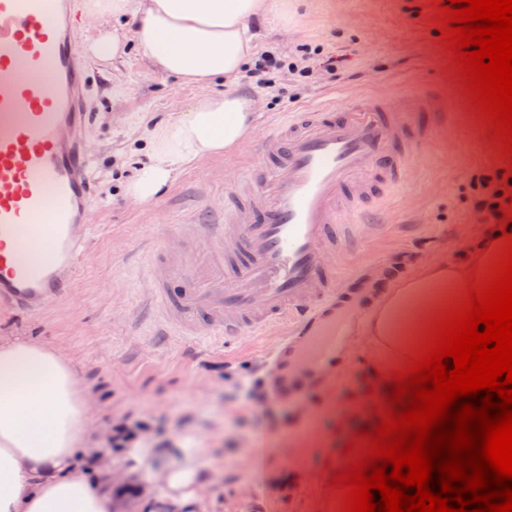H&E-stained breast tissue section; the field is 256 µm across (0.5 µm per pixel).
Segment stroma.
Here are the masks:
<instances>
[{
	"instance_id": "1",
	"label": "stroma",
	"mask_w": 512,
	"mask_h": 512,
	"mask_svg": "<svg viewBox=\"0 0 512 512\" xmlns=\"http://www.w3.org/2000/svg\"><path fill=\"white\" fill-rule=\"evenodd\" d=\"M288 2L287 25L268 14L252 21L258 51L293 58L303 46L317 47L340 59V76L318 69L306 79L280 75L267 87L238 81V92L256 102L260 127L349 92L401 98L429 88L448 106L449 122L434 127L363 243L364 252L392 256L387 267L371 272L369 288H388L432 259L455 261L475 249L490 227L471 196L512 161L467 100L438 35L435 0ZM86 62L90 119L81 136L90 147L94 183L89 255L65 302L36 317L0 305V330L58 342L79 357L77 375L93 393L102 432L97 453L124 477L112 489L114 512H151L158 495L147 472L129 470L128 449L113 447L112 431L122 423L142 424L136 440L155 465H171L186 450L198 464H221L219 479L209 483L206 512H322L335 494L329 479L350 461L343 449L360 428L377 423L387 382L372 378L358 345L306 403L270 401L257 421L245 404L262 389L273 337L228 348L209 337L175 334L153 345L155 328L139 311L150 295L139 253L160 241L195 253L190 215L202 204L223 210L224 194L242 179L252 147L184 169L154 202L131 201L121 184L145 160L144 152L131 150L132 119L159 121L187 111L200 91L148 69L131 44L116 60L90 56Z\"/></svg>"
}]
</instances>
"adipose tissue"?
Here are the masks:
<instances>
[{"label":"adipose tissue","mask_w":512,"mask_h":512,"mask_svg":"<svg viewBox=\"0 0 512 512\" xmlns=\"http://www.w3.org/2000/svg\"><path fill=\"white\" fill-rule=\"evenodd\" d=\"M270 8L287 20L286 0H89L86 18L133 23L95 42L96 56H119L130 37L149 68L203 91L185 112L137 122L146 161L124 185L130 200H155L187 165L234 153L252 136L256 103L235 86L257 48L250 21ZM219 83L224 91L214 92ZM503 244L484 241L459 262L430 261L389 288L358 325L373 366L384 375L405 368L471 279L488 274ZM98 442L72 356L32 336L0 335V512H112L111 483L94 488L76 472ZM129 461L160 487L164 512H201L208 480L192 455L157 469L136 448Z\"/></svg>","instance_id":"obj_1"}]
</instances>
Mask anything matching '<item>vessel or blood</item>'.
I'll return each mask as SVG.
<instances>
[{"instance_id":"1","label":"vessel or blood","mask_w":512,"mask_h":512,"mask_svg":"<svg viewBox=\"0 0 512 512\" xmlns=\"http://www.w3.org/2000/svg\"><path fill=\"white\" fill-rule=\"evenodd\" d=\"M70 0H0V304L26 316L69 297L88 249L87 72ZM52 65L33 92L19 68ZM445 109L428 89L402 104L368 93L277 121L255 148L250 187L200 209L210 273L155 247L143 315L224 342L275 335L270 393L296 401L329 379L369 301L363 261L343 256L403 181Z\"/></svg>"}]
</instances>
